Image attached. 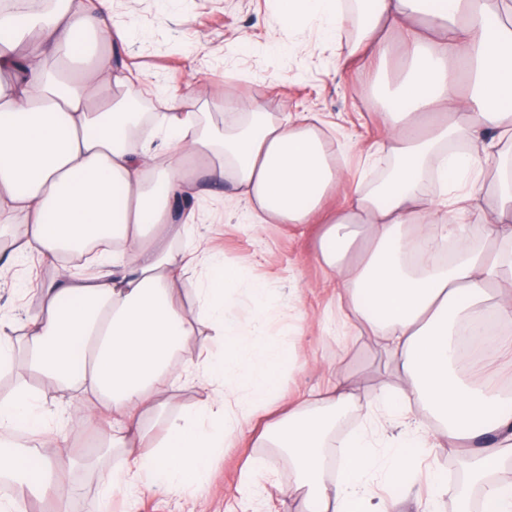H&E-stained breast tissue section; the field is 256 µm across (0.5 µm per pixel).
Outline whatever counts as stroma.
<instances>
[{
  "label": "stroma",
  "instance_id": "35a3bbf8",
  "mask_svg": "<svg viewBox=\"0 0 512 512\" xmlns=\"http://www.w3.org/2000/svg\"><path fill=\"white\" fill-rule=\"evenodd\" d=\"M113 15L119 22L132 21L137 31L120 61L142 72L159 94L177 87L216 120L228 100L248 103L273 119L285 112L319 113L325 149L344 174L347 189H355L361 156L386 132L382 117L363 104L373 75L357 61L337 69L335 55L323 47L315 29H305L301 38L306 48L295 55L268 46L277 26L271 0H172L167 6L161 0H136L132 5L113 0ZM317 233L307 224L257 228L239 213L210 229L225 262L268 290V334L290 348L278 371L283 406L323 391L340 370L361 397L372 394L381 381L395 379L385 352L325 288ZM45 270V265L29 260L0 278V315L9 317L16 329H23L39 304L38 290L48 282ZM31 385L41 395L51 433L65 412L95 401L93 394H62L37 379ZM251 457L262 462L268 480L245 497L238 486ZM123 460L119 453L101 457L92 468L78 466L72 487L58 490L68 512H87L101 495L99 470ZM461 461V449H434L411 490L394 489L400 499L396 512H415L418 496L430 491L429 472L454 480ZM294 480L287 456L250 434L227 442L203 491L174 496L157 489L109 500L105 512H304L302 497L286 502L281 496Z\"/></svg>",
  "mask_w": 512,
  "mask_h": 512
}]
</instances>
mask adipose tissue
Returning <instances> with one entry per match:
<instances>
[{"label": "adipose tissue", "mask_w": 512, "mask_h": 512, "mask_svg": "<svg viewBox=\"0 0 512 512\" xmlns=\"http://www.w3.org/2000/svg\"><path fill=\"white\" fill-rule=\"evenodd\" d=\"M356 4L366 11L348 43L343 23ZM275 8L280 26H315L337 59L371 60L378 78L398 53L404 68L395 87L365 101L385 116L386 133L364 158L368 168L387 161L380 182L343 191L315 123L290 114L274 121L239 101H225L215 126L166 91L167 111L142 138L143 115L125 106L146 87L141 72L113 62L112 46L131 30L112 26V0H55L32 23L38 39L22 30L0 44V227L13 235L0 276L29 257L57 269L22 341L0 319V371L23 379L0 401V479L13 485L0 512L47 496L54 512H66L54 491L73 462L46 433L28 378L98 396L99 404L70 411L68 424L76 430L111 414L106 451L143 447L102 473L108 498L134 485L176 492L201 483L226 437L270 404L286 350L265 337L267 290L251 284L252 314L240 319L241 272L200 233L194 195L245 204L257 226L322 225L326 285L401 380V389L384 382L362 399L337 374L316 407L289 408L270 426L272 447L294 463L305 512H391V501H375L374 482L405 485L439 439L467 442L465 465L488 478L494 512H512V397L478 372L463 375L457 349L466 331L489 358L512 355V339L485 327L512 323V0H275ZM394 30L403 35L396 48ZM490 163L497 201L485 210ZM333 192L345 203L324 212ZM106 236L114 246L100 252L98 274L63 265L64 253ZM441 238L456 242L445 264L432 257ZM477 240L486 248H474ZM192 269L201 276L189 315L175 283ZM199 323L222 338L224 354L177 370ZM231 377L245 393L229 387L213 405L166 412L162 397L177 382ZM352 406L368 415L385 408L408 424L395 446L380 447L366 429L329 457V435ZM421 408L433 425L419 421ZM21 434L39 436L38 447H18Z\"/></svg>", "instance_id": "ef3b65f1"}]
</instances>
